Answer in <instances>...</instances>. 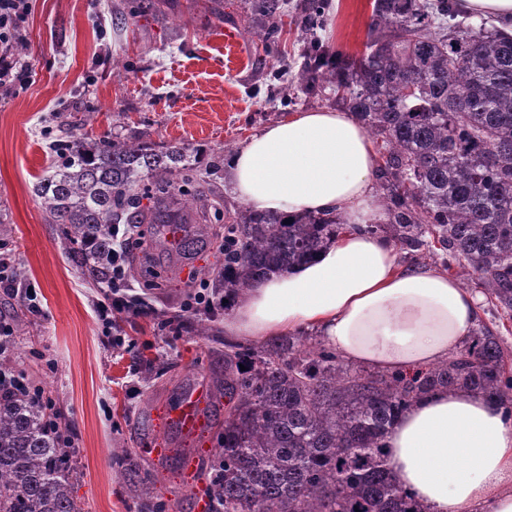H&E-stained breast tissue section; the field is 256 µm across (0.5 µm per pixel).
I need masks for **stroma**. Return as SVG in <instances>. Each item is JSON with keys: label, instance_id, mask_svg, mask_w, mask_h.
Masks as SVG:
<instances>
[{"label": "stroma", "instance_id": "obj_1", "mask_svg": "<svg viewBox=\"0 0 512 512\" xmlns=\"http://www.w3.org/2000/svg\"><path fill=\"white\" fill-rule=\"evenodd\" d=\"M112 2L29 0L19 37L31 72L26 83L0 88V258L25 268V285L37 294L31 304L0 284V314L14 327L7 359L59 411L74 444L75 495L84 512H138L112 461L116 448L129 449L155 476L169 512H207L197 462L220 444L224 405L208 408L209 427L192 438L163 414L186 386L223 367V316H196L184 303L193 286L217 290L224 222L209 217V234L182 260L166 249L135 248L128 293L151 311L122 316L106 334L94 311L98 288L78 274L31 190L62 137L52 116L71 114L95 139L131 126L223 165L261 128L333 103L297 89L281 94L276 71L294 76L304 65L301 33L283 24L277 52H267L251 26L249 0H144L122 23L113 19ZM372 6L328 0L324 45L361 52ZM228 24L248 48L242 61L224 53ZM115 334L123 346L112 345Z\"/></svg>", "mask_w": 512, "mask_h": 512}]
</instances>
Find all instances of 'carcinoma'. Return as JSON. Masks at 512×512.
Wrapping results in <instances>:
<instances>
[{"mask_svg": "<svg viewBox=\"0 0 512 512\" xmlns=\"http://www.w3.org/2000/svg\"><path fill=\"white\" fill-rule=\"evenodd\" d=\"M287 0H252L251 22L275 44ZM307 61L294 80L330 91L382 142L379 180L390 219L364 231L408 258H435L485 297L463 348L427 369L358 370L322 341L299 336L261 345L224 343L212 375L226 399L224 432L209 459L210 512H426L386 465L385 436L418 400L477 392L512 418V369L498 320L512 318V36L466 24L449 0H374L364 50L328 63L317 29L325 0L296 15ZM50 170L33 193L83 276L112 278V225L189 224L201 179L186 146L144 133L89 140L61 121ZM152 205H142L143 199ZM343 229L333 213L287 220L242 206L224 225V300L273 271L312 256ZM245 369H240V366ZM50 407L0 394V512H82L73 496L74 452L46 430ZM112 459L139 512H166L152 475L123 449Z\"/></svg>", "mask_w": 512, "mask_h": 512, "instance_id": "obj_1", "label": "carcinoma"}]
</instances>
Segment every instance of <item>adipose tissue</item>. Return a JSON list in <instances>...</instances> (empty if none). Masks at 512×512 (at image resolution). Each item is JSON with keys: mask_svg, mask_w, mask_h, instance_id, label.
<instances>
[{"mask_svg": "<svg viewBox=\"0 0 512 512\" xmlns=\"http://www.w3.org/2000/svg\"><path fill=\"white\" fill-rule=\"evenodd\" d=\"M376 177L370 139L350 112H297L243 143L227 166L232 197L284 215L333 211L345 229L314 258L242 291L225 336L265 341L312 328L348 362L403 373L460 347L475 296L447 272L401 266L394 244L362 231L389 220ZM386 448L393 479L427 512H512V419L496 401L434 392L399 419Z\"/></svg>", "mask_w": 512, "mask_h": 512, "instance_id": "adipose-tissue-1", "label": "adipose tissue"}]
</instances>
